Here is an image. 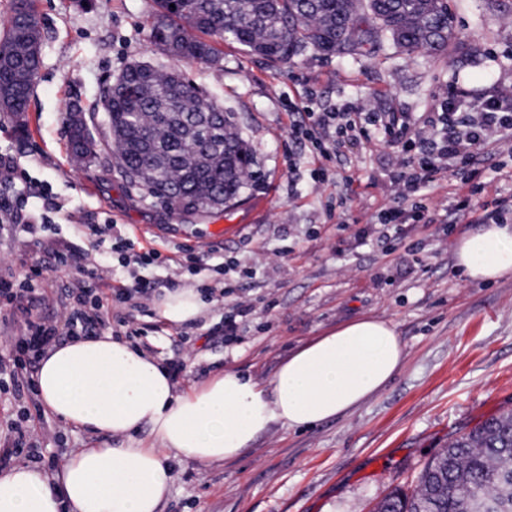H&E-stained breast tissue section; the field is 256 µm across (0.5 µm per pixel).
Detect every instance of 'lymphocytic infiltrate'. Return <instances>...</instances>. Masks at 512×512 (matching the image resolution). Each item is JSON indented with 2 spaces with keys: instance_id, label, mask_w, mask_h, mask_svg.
Returning <instances> with one entry per match:
<instances>
[{
  "instance_id": "obj_1",
  "label": "lymphocytic infiltrate",
  "mask_w": 512,
  "mask_h": 512,
  "mask_svg": "<svg viewBox=\"0 0 512 512\" xmlns=\"http://www.w3.org/2000/svg\"><path fill=\"white\" fill-rule=\"evenodd\" d=\"M382 128L393 157L387 163L389 183L399 196H407L438 184L448 174L465 171L466 178L448 204L455 224H508L512 208L504 201L489 205L481 196L491 185L481 165L484 153L495 152L512 158V89L502 88L486 99H474L465 91L443 93L439 111L421 116L404 112H368L351 105L337 112H308L291 132L310 145L315 163V182L326 178L321 160L330 158L348 141L369 139L373 128ZM438 205L426 201L409 211L401 207L382 209L371 225L357 231L363 239L375 234L390 238L407 224H432ZM76 223L75 213L64 210L46 186H27L16 195L0 194V223L9 227L14 240L27 244L49 227L51 216ZM111 222L88 225L90 252L73 248L57 238L45 242L51 265L36 261L23 275H0V307L8 308L4 323L11 332L5 338L7 350L0 355V387H11L14 397L34 392V373L46 348L79 336L90 337L111 324L124 328L126 335H141L137 316H150V305L158 290L154 281L141 276V269L162 264L156 249L135 250L126 238L112 235ZM119 253L126 277H118L111 266L92 263L91 252ZM68 268L75 275L67 288L48 292L40 288L50 269ZM50 433L48 420L32 427L11 420L4 445L0 446V467L29 457L35 444V430Z\"/></svg>"
}]
</instances>
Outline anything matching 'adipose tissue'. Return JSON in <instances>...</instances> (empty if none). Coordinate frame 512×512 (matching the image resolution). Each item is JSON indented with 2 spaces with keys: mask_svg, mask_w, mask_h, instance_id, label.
<instances>
[{
  "mask_svg": "<svg viewBox=\"0 0 512 512\" xmlns=\"http://www.w3.org/2000/svg\"><path fill=\"white\" fill-rule=\"evenodd\" d=\"M458 267L472 279L512 273V224H486L462 236ZM167 322L198 319L191 290L157 304ZM405 347L395 325L365 317L298 347L266 383L234 370L180 391L151 354L111 332L47 350L35 376L46 412L119 446L78 448L61 471L34 465L0 473V512H160L170 461L234 460L272 428H307L357 410L400 371ZM148 430L149 437L135 440Z\"/></svg>",
  "mask_w": 512,
  "mask_h": 512,
  "instance_id": "obj_1",
  "label": "adipose tissue"
}]
</instances>
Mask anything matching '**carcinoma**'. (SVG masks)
<instances>
[{
    "mask_svg": "<svg viewBox=\"0 0 512 512\" xmlns=\"http://www.w3.org/2000/svg\"><path fill=\"white\" fill-rule=\"evenodd\" d=\"M150 42L186 62L217 59L209 37L231 40L249 55L284 65L306 52L356 55L390 41L407 51L447 53L456 35L448 0H155ZM37 0L25 13L10 4L0 51L14 52L12 69H0V95L14 71L38 72L41 59L27 36H43ZM35 90L19 103L0 106L18 118ZM100 107L109 129V151L129 187L145 190L166 208L204 213L235 200L254 177V158L228 113L205 100L173 71H144L134 63L107 82ZM68 149L81 163L98 160L86 117L66 112ZM376 512H512V410L479 421L448 440L426 462L411 493L397 490Z\"/></svg>",
    "mask_w": 512,
    "mask_h": 512,
    "instance_id": "carcinoma-1",
    "label": "carcinoma"
}]
</instances>
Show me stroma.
I'll use <instances>...</instances> for the list:
<instances>
[{
    "label": "stroma",
    "instance_id": "stroma-1",
    "mask_svg": "<svg viewBox=\"0 0 512 512\" xmlns=\"http://www.w3.org/2000/svg\"><path fill=\"white\" fill-rule=\"evenodd\" d=\"M155 9L154 0H38L47 33L40 80L22 120L0 112V139L27 179L51 186L84 224L111 220L165 257L192 247L211 284L222 280L216 265L244 267L223 309L209 302L200 322L164 321L130 337L159 362L184 359L179 389L226 369L269 380L296 348L364 315L391 321L405 346L401 370L346 416L309 429L275 427L229 462L173 460L162 512H373L391 491L412 490L450 437L512 409V275L482 283L457 269L454 250L468 224H410L401 237L357 243V230L381 209H409L419 197L385 188L389 149L377 132L340 147L322 163L326 182L314 183L309 149L290 133V109L349 103L419 114L434 111L452 87L482 98L512 86V0H448L457 39L444 57L389 43L357 59L308 53L281 69L219 39L217 61L176 64L149 42ZM139 61L180 68L253 149L255 176L229 209L175 215L126 188L108 156L89 165L71 158L67 104L92 113L103 84ZM215 224L223 237L212 235ZM240 299L253 311L236 338H208ZM55 428L39 443L45 472L99 443L64 423Z\"/></svg>",
    "mask_w": 512,
    "mask_h": 512
}]
</instances>
